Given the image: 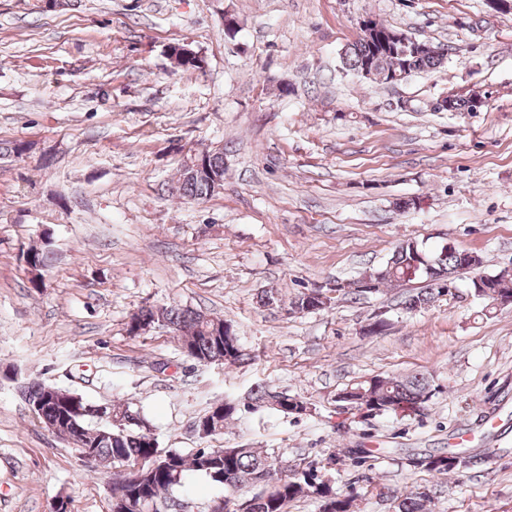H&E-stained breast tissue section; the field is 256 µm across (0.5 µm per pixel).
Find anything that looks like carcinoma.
Here are the masks:
<instances>
[{"label": "carcinoma", "instance_id": "1", "mask_svg": "<svg viewBox=\"0 0 512 512\" xmlns=\"http://www.w3.org/2000/svg\"><path fill=\"white\" fill-rule=\"evenodd\" d=\"M342 60L345 69L354 72L370 63L375 78L387 84L391 74L396 72L411 77L440 67L445 54L439 47L422 41L395 51L385 50L374 38L361 36L343 51ZM180 193L189 201H201L213 195L207 177H192L185 172ZM461 252L460 248L450 251L446 246L438 252H430L416 241H403L383 265L353 281L339 284V299L360 300L391 286L429 278L430 287L408 295L403 302L405 312H419L441 297L452 295L448 285L453 283L456 274L465 270L458 257ZM50 262V252L46 250L26 252L25 263L34 273L33 287L41 286V270ZM465 271L472 274V295L490 303L485 315L496 310L494 294L512 296V275L487 272L481 255H475V265ZM366 277L376 281L375 287L369 290L360 287ZM311 306L312 296L300 292L289 301L287 313H311ZM138 312L158 326L183 331L181 350L192 360L241 365L249 359L229 320L178 304L143 306ZM344 391L359 399V405L366 406L368 412L410 416L424 410L438 387L432 376L416 373L405 377L374 375ZM277 397L287 401V416L299 417L310 412L308 403L301 398L260 386L242 405L235 401L224 402L222 424H228L243 409L250 411L268 406ZM111 408L114 423L49 400L43 404L39 420L45 425L59 426V437L74 440V449L89 457L85 466L93 470L113 469L109 497L112 512H176L173 509L178 501L176 492L191 476L204 477L224 487V512H289L292 504L303 498L315 500L319 512H356V496L336 488V482L318 467L309 464L287 474L282 463L283 453L278 448H200L187 454L164 451L158 448L155 439L143 432L144 419L139 411L128 405L113 404ZM456 458L455 453L429 454L421 457L419 468L435 474L457 473L459 466L453 464ZM257 485L263 487L260 493L244 501L239 499L242 489ZM393 498L395 512H430L433 491L395 493Z\"/></svg>", "mask_w": 512, "mask_h": 512}]
</instances>
